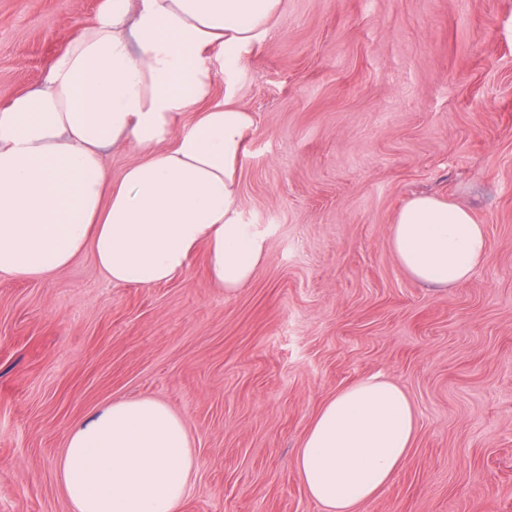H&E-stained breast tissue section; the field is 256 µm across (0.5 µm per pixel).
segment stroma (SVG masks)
Listing matches in <instances>:
<instances>
[{
  "mask_svg": "<svg viewBox=\"0 0 512 512\" xmlns=\"http://www.w3.org/2000/svg\"><path fill=\"white\" fill-rule=\"evenodd\" d=\"M100 0H0V106L42 84ZM243 54L254 127L238 205L270 230L225 295L197 249L152 287L92 253L44 282L0 274V512H71L72 424L120 398L179 414L196 474L181 512H321L294 458L321 405L381 374L417 415L360 512H512V0H284ZM468 207L483 265L415 282L389 245L411 197Z\"/></svg>",
  "mask_w": 512,
  "mask_h": 512,
  "instance_id": "35a3bbf8",
  "label": "stroma"
}]
</instances>
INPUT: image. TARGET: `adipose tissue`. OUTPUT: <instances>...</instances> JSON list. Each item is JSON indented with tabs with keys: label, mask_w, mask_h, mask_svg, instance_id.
I'll return each mask as SVG.
<instances>
[{
	"label": "adipose tissue",
	"mask_w": 512,
	"mask_h": 512,
	"mask_svg": "<svg viewBox=\"0 0 512 512\" xmlns=\"http://www.w3.org/2000/svg\"><path fill=\"white\" fill-rule=\"evenodd\" d=\"M281 11L282 0H101L43 84L0 107V273L47 280L89 251L111 283L152 286L182 276L202 246L226 294L250 281L268 229L237 206L254 117L231 87L243 52L274 35ZM118 146L138 158L116 179L103 154ZM389 244L433 288L467 283L488 250L466 208L432 195L405 203ZM416 432L410 400L389 379L346 387L296 456L307 495L322 512H358L392 482ZM57 469L73 512H178L195 456L165 403L123 399L72 425Z\"/></svg>",
	"instance_id": "adipose-tissue-1"
}]
</instances>
